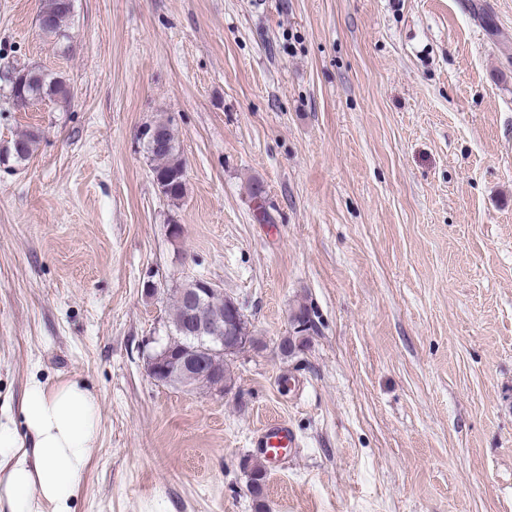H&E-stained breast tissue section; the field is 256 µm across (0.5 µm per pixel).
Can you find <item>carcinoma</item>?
Returning a JSON list of instances; mask_svg holds the SVG:
<instances>
[{
	"mask_svg": "<svg viewBox=\"0 0 512 512\" xmlns=\"http://www.w3.org/2000/svg\"><path fill=\"white\" fill-rule=\"evenodd\" d=\"M73 0H44L39 12L40 30L46 35H62L66 32L67 22L71 16ZM11 95L28 101L49 98L57 102H66L69 90L59 76L46 74L39 69L27 71L25 79L11 86ZM41 138L40 130L32 127L14 139L20 146V153L11 159L15 164L27 161L35 151ZM141 140L145 152L152 162L154 180L160 191L171 200L181 199L186 191V162L180 151L172 123L169 120L146 125L141 131ZM193 287L192 281L184 282L172 294V305L168 315L169 328L174 335H183L187 326L186 290ZM211 315L224 318L228 324L233 319V312L226 298L219 294L208 298ZM267 479V470L261 463L250 469V491L256 501H261Z\"/></svg>",
	"mask_w": 512,
	"mask_h": 512,
	"instance_id": "1",
	"label": "carcinoma"
}]
</instances>
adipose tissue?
I'll list each match as a JSON object with an SVG mask.
<instances>
[{
    "label": "adipose tissue",
    "mask_w": 512,
    "mask_h": 512,
    "mask_svg": "<svg viewBox=\"0 0 512 512\" xmlns=\"http://www.w3.org/2000/svg\"><path fill=\"white\" fill-rule=\"evenodd\" d=\"M20 411L23 430L0 418V503L6 512H71L99 439L97 396L76 379L34 383Z\"/></svg>",
    "instance_id": "adipose-tissue-1"
}]
</instances>
